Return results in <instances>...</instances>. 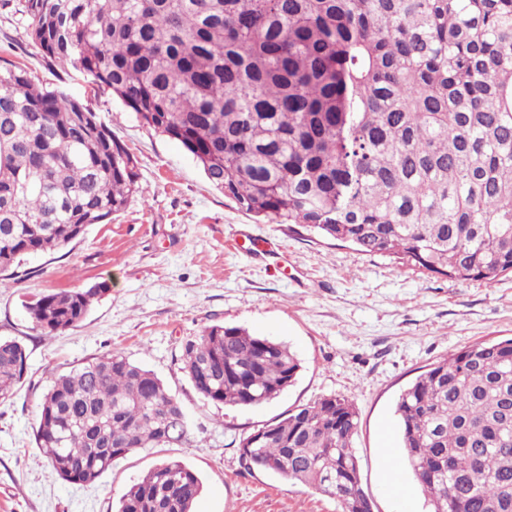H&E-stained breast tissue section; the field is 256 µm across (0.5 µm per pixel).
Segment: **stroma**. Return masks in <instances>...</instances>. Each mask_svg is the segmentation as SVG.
<instances>
[{"instance_id":"35a3bbf8","label":"stroma","mask_w":512,"mask_h":512,"mask_svg":"<svg viewBox=\"0 0 512 512\" xmlns=\"http://www.w3.org/2000/svg\"><path fill=\"white\" fill-rule=\"evenodd\" d=\"M27 67L36 84L88 105L134 155L141 195L66 248L29 257L0 278V337L20 342L28 370L0 399V512H112L159 460L175 458L203 482L196 512H340L336 500L278 476L245 472L241 440L282 413L329 395L353 401L352 448L373 512H395L385 476L398 450L395 407L425 366L479 341L512 336V274L460 281L389 255H364L296 224L255 219L214 188L178 142L142 126L118 98L94 95L72 67L46 66L25 22L0 7V68ZM267 242L245 253L239 232ZM104 282L76 327L43 336L23 305L48 290ZM240 326L290 346L296 383L257 408L201 398L181 370L180 345L204 327ZM114 353L153 371L191 419L190 441L139 451L88 486L61 480L35 443L38 406L53 374Z\"/></svg>"}]
</instances>
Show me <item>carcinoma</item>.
<instances>
[{
    "label": "carcinoma",
    "instance_id": "cac0c4a2",
    "mask_svg": "<svg viewBox=\"0 0 512 512\" xmlns=\"http://www.w3.org/2000/svg\"><path fill=\"white\" fill-rule=\"evenodd\" d=\"M26 34L179 142L216 189L256 217L298 224L431 273H512V0H23ZM141 193L136 160L97 113L0 70V275L60 250ZM107 291L25 303L46 336ZM181 370L215 405L258 407L293 386L289 346L212 325ZM27 353L0 339V398ZM404 461L430 512H512V338L434 362L400 395ZM240 442L246 472L372 512L352 452L353 403L329 396ZM188 418L150 370L106 354L53 377L35 432L53 471L90 485L140 448L187 441ZM197 473L165 460L115 512H194Z\"/></svg>",
    "mask_w": 512,
    "mask_h": 512
}]
</instances>
